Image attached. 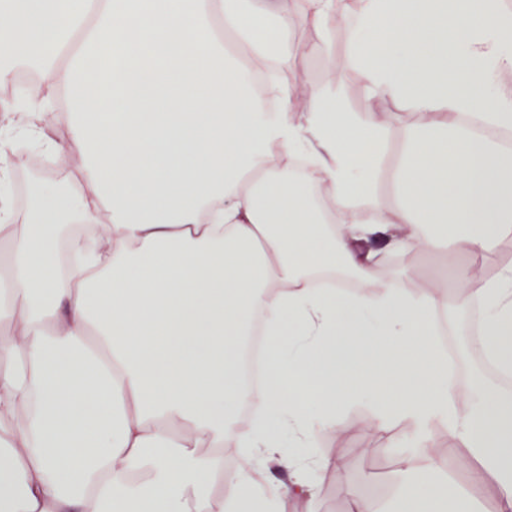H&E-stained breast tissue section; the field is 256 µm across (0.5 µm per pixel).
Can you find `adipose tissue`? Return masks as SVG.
<instances>
[{
  "label": "adipose tissue",
  "mask_w": 512,
  "mask_h": 512,
  "mask_svg": "<svg viewBox=\"0 0 512 512\" xmlns=\"http://www.w3.org/2000/svg\"><path fill=\"white\" fill-rule=\"evenodd\" d=\"M279 0L263 28L232 0H0V85L19 67L67 106L33 125L72 163L65 189L40 186L15 212L0 201V512H264L282 491L316 512L314 472L283 444L315 447L336 407L369 399V428L404 420L448 428L449 455L512 512V395L449 387L424 318L437 298L378 281L375 240L399 252L451 242L473 264L486 357L512 370V268H476L512 236V10L502 0ZM330 77L355 72L377 102L406 101L417 121L378 186L389 124L380 109L302 99L282 81L256 93L213 33L253 45L251 66L286 68L296 16ZM349 23L347 55L328 25ZM101 227L87 276L61 277L63 225ZM440 237L421 239L423 226ZM352 273L345 294L311 279ZM264 315L268 374L238 382L236 352ZM240 461L224 469V445ZM286 468L288 488L270 481ZM410 455L393 512H473Z\"/></svg>",
  "instance_id": "1"
}]
</instances>
